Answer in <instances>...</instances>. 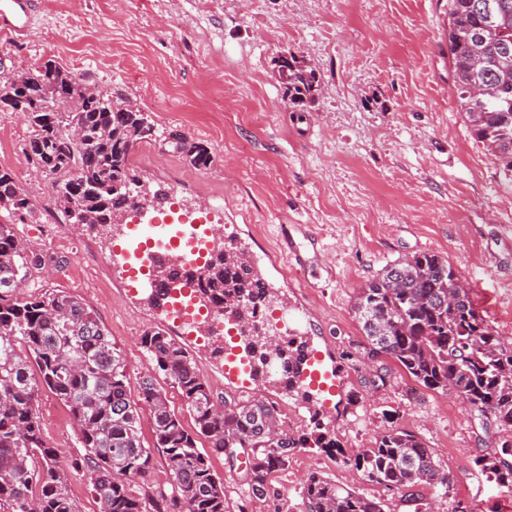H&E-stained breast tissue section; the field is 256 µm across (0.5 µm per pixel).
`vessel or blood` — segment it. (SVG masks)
<instances>
[{
	"label": "vessel or blood",
	"mask_w": 512,
	"mask_h": 512,
	"mask_svg": "<svg viewBox=\"0 0 512 512\" xmlns=\"http://www.w3.org/2000/svg\"><path fill=\"white\" fill-rule=\"evenodd\" d=\"M28 12L27 0H0V25L21 30ZM174 199L157 196L152 203L133 208L132 221L112 230L116 245L111 262L122 272L128 288L142 295L163 293L160 311L177 324L189 325L196 334H207L216 321L210 305L196 293L192 270L202 266L208 255L224 240L215 236L205 218L185 214L173 217ZM276 301V339H302L299 321L304 314L296 303L269 289ZM224 328V379L243 394L281 388L282 369L276 351L258 359L249 345L248 326L234 311H226ZM296 382L309 394L306 408L325 418H334L344 394L343 366L330 351L308 343L307 353L297 368Z\"/></svg>",
	"instance_id": "obj_1"
}]
</instances>
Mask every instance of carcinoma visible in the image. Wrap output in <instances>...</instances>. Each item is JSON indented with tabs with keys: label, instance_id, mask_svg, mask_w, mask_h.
<instances>
[{
	"label": "carcinoma",
	"instance_id": "carcinoma-1",
	"mask_svg": "<svg viewBox=\"0 0 512 512\" xmlns=\"http://www.w3.org/2000/svg\"><path fill=\"white\" fill-rule=\"evenodd\" d=\"M448 0V58L460 112L474 137L496 157L512 181V0ZM278 74L290 102L315 101L320 82L297 58L280 56ZM481 82L484 95L470 93ZM121 89H101L77 80L49 62L0 78V111L25 110L29 137L22 146L27 163L56 175V210L61 224L104 227L126 218L136 190H150L131 164L136 145L155 141L156 127ZM200 168L213 163L202 143L175 144ZM33 203L15 175L0 170V208L24 218ZM54 258L26 248L11 224L0 223V512H78L68 489L70 472L89 479L99 512H228L224 482L217 477L206 441L233 469L238 455L248 459L244 478L257 498L270 493V477L288 466L291 452L304 448L309 435L325 453L336 456V434L316 415L313 430L298 437L273 433V402L226 398L216 404L187 349L162 329L149 330L141 345L153 369L182 398L193 430L170 408L166 390L151 374L131 383L126 361L93 312L76 295L53 290L39 297L20 294L33 269ZM199 291L224 305L232 297L242 309L265 301L264 288L250 270L222 253L197 273ZM353 310L365 339L367 359L385 381L384 359L394 360L429 390L452 388L475 410L488 434L512 431V344L485 322L470 289L451 263L433 252L416 253L386 265L357 295ZM43 390L67 407L80 430L81 450L60 460L61 451L45 442L38 412ZM151 408L153 446L144 445L138 403ZM166 455L172 493L159 492L147 503L131 483L144 478L152 448ZM475 470L512 488V437L493 442L473 459ZM365 479L401 495L421 512L416 489L450 480L425 441L393 427L355 458ZM302 512H385L387 503L339 486L318 472L302 490Z\"/></svg>",
	"mask_w": 512,
	"mask_h": 512
}]
</instances>
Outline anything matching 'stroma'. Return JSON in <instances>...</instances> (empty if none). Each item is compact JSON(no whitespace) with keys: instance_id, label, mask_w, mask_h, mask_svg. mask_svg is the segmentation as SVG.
<instances>
[{"instance_id":"35a3bbf8","label":"stroma","mask_w":512,"mask_h":512,"mask_svg":"<svg viewBox=\"0 0 512 512\" xmlns=\"http://www.w3.org/2000/svg\"><path fill=\"white\" fill-rule=\"evenodd\" d=\"M447 26L448 0H30L23 30H0V77L51 60L89 84L121 87L159 133L135 148V170L181 203H210L213 224L236 226L278 256L268 279L306 310L315 342L345 358L346 391L359 401L336 413L342 456L295 449L259 499L242 471L211 455L230 512L300 507L312 472L384 498L390 512H412L349 463L393 426L418 434L451 481L445 493L422 487L428 512L460 504L512 512V492L472 468L482 443L467 403L420 387L396 366L385 385L365 388L352 311L356 293L387 264L435 252L470 285L492 329L512 338V182L458 110ZM287 51L321 82L302 112L277 73ZM27 135L23 113L0 111V169L16 174L34 204L15 231L61 264L32 271L22 289L80 296L138 380L151 368L142 334L173 326L125 288L110 237L58 223L55 177L32 175ZM172 139L205 144L213 163L194 168ZM288 246L306 268L282 259ZM39 416L49 447H77V423L58 397L42 393Z\"/></svg>"}]
</instances>
